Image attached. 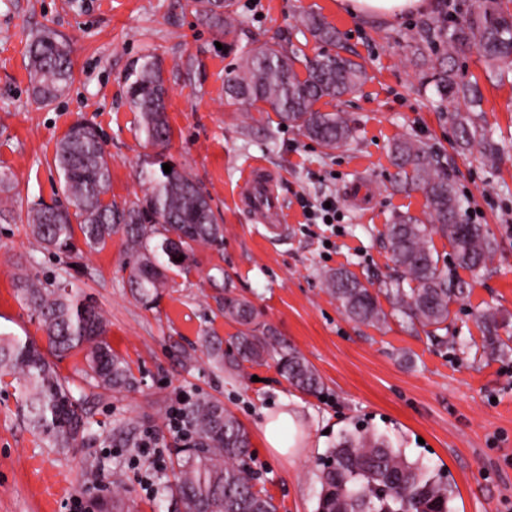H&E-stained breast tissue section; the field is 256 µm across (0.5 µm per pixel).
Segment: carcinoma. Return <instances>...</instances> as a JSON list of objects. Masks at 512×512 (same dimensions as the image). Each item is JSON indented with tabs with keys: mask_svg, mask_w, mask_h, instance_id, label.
Returning <instances> with one entry per match:
<instances>
[{
	"mask_svg": "<svg viewBox=\"0 0 512 512\" xmlns=\"http://www.w3.org/2000/svg\"><path fill=\"white\" fill-rule=\"evenodd\" d=\"M194 5L210 28L234 42L240 40L234 0H194ZM301 25L319 44L334 47L339 43L336 27L320 14L303 16ZM474 50L490 66L512 70V15L504 14L500 0H473L463 24L452 30L432 27L415 41V54L427 65L425 78L446 98L466 99L477 91V82L465 79L455 67L458 58ZM71 54L68 42L51 31L31 43L30 80L37 101L48 103L63 93L73 76ZM297 62L294 49L269 44L243 47L240 63L224 81L227 102L248 107L262 103L281 122L323 148L344 147L354 133L348 115L322 112L316 104L355 91L367 79L366 71L338 52L305 59L301 72L295 67ZM126 94L131 108L140 114L145 142L167 146L171 139L167 88L152 60L144 58L132 65L126 76ZM455 120L461 148L479 147L482 162L494 165L499 148L479 115L459 112ZM391 158L397 168L396 185L422 190L427 208L423 219L406 213L388 225L392 260L402 272L384 288L391 312L384 311L370 288L346 268L328 272L324 279L351 319L382 325L400 314L410 326L436 338L447 329L450 305L463 291L449 284L439 269L432 236L446 237L456 265L471 271L486 268L497 243L486 225L462 220L461 196L425 142L400 138L392 144ZM53 163L64 202L30 208V235L42 249L70 255L80 251L81 244L90 251H101L112 235L122 233L132 258L130 280L146 304L160 296L166 272L184 269L195 246L223 242L224 227L209 196L175 166L169 174L162 169L141 170L140 180L146 184L141 197L123 203L104 200L111 168L101 133L91 123L78 121L69 127L56 146ZM170 239L183 260L161 256L163 242ZM18 282L17 296L37 314L47 351L30 340L0 333V379L11 376L18 381L21 406L36 433L55 448H73L91 433V422L49 357L84 352L83 373L97 388L129 389L134 377L127 362L112 352L108 321L91 297L66 279L47 283L27 275ZM222 308L225 318L242 326L234 339L236 354L229 357L230 364L258 363L277 353L278 369L293 387L307 394L318 392V373L298 351L277 352L271 329H260L250 301L226 294ZM478 319L487 332V348L501 356L512 352L497 334L496 313H482ZM203 346L216 365L224 366L220 337H205ZM182 418L193 444L177 458L174 482L161 484V492L171 496L174 512H277L272 496L254 492L250 435L231 411L216 401L198 399L187 403ZM326 458L319 475L316 512H451L453 488L448 479L418 460H409L404 449L374 431L345 432L327 450Z\"/></svg>",
	"mask_w": 512,
	"mask_h": 512,
	"instance_id": "cac0c4a2",
	"label": "carcinoma"
}]
</instances>
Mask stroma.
<instances>
[{"label": "stroma", "mask_w": 512, "mask_h": 512, "mask_svg": "<svg viewBox=\"0 0 512 512\" xmlns=\"http://www.w3.org/2000/svg\"><path fill=\"white\" fill-rule=\"evenodd\" d=\"M241 40L323 50L301 29L305 13L322 14L338 29L341 49L362 63L368 81L324 112L342 111L355 129L349 143L326 154L296 128L283 127L268 106L227 105L224 80L240 62L238 48L202 24L191 0H0V173L11 178V201L0 203V332L45 346L38 319L16 295L18 275L66 279L93 297L107 315L108 340L129 364L133 389L108 391L82 378L84 355L57 360L58 373L80 398L92 434L61 449L38 435L19 406L17 384L0 382V512H69L71 500L93 501V512H172L159 496L162 478L183 443L168 412L198 398L229 409L250 433L255 486L278 512H314L318 460L340 434L364 424L404 448L408 459L447 472L453 512H512V353L485 347L478 314L489 307L512 337V74L489 75L477 53L460 58L475 75L482 116L502 152L495 166L458 146L454 121L463 101L441 98L424 85L411 46L425 24L456 27L472 0H434L425 12L393 20L353 16L342 0H236ZM51 29L72 47L73 78L51 103H37L27 70L30 40ZM152 56L168 89L169 145L145 144L139 116L126 100L131 63ZM77 121L98 127L112 170L109 199L142 195L141 168L160 160L177 165L208 194L224 226L217 247L196 248L187 271L169 277L156 305L137 301L121 235L99 252L57 258L35 250L23 217L28 207L60 199L52 158ZM412 136L428 144L453 182L463 219L488 225L499 247L486 270L453 266L447 239L432 245L449 278L464 288L451 305L448 334L431 340L393 318L387 325L354 322L324 281L345 268L377 291L393 273L386 230L399 212L422 214L421 190L395 187L390 144ZM262 164L277 174L285 219L275 230L239 202L241 174ZM336 199L338 223H307L300 198ZM252 302L259 321L281 346L299 351L320 375V394L291 386L274 360L217 367L204 336L230 340L239 326L218 303L225 291ZM284 411L296 426L287 457L268 448L265 413ZM153 433L164 463L143 457L138 442ZM98 480H89L88 466ZM123 481L112 487L113 476Z\"/></svg>", "instance_id": "stroma-1"}]
</instances>
